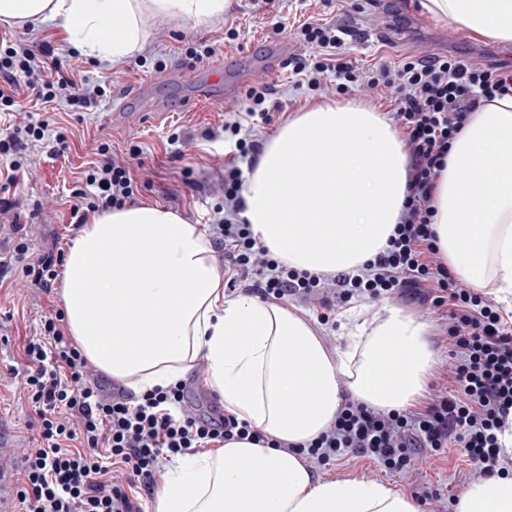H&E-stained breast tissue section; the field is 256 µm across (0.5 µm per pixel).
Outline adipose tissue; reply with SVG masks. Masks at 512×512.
Instances as JSON below:
<instances>
[{
  "label": "adipose tissue",
  "instance_id": "1",
  "mask_svg": "<svg viewBox=\"0 0 512 512\" xmlns=\"http://www.w3.org/2000/svg\"><path fill=\"white\" fill-rule=\"evenodd\" d=\"M439 24L512 42V0H418ZM225 0H0V21L50 23L85 55L117 63L141 49L145 18L216 21ZM406 158L378 112L328 103L301 112L247 172L243 218L300 270L350 272L382 252L407 195ZM449 268L512 312V94L474 113L433 193ZM200 225L151 204L89 213L60 283L67 332L87 362L141 397L205 357L225 411L275 442L250 440L173 460L153 512H419L367 479L314 480L292 448L334 423L345 401L412 406L435 364L427 326L390 304L347 310L328 355L303 317L252 295L225 296ZM455 512H512V477L465 487Z\"/></svg>",
  "mask_w": 512,
  "mask_h": 512
}]
</instances>
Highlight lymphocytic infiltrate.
<instances>
[{
	"label": "lymphocytic infiltrate",
	"mask_w": 512,
	"mask_h": 512,
	"mask_svg": "<svg viewBox=\"0 0 512 512\" xmlns=\"http://www.w3.org/2000/svg\"><path fill=\"white\" fill-rule=\"evenodd\" d=\"M296 32L314 45L313 57H296L293 72L310 90L331 73L338 89L358 82L392 90V118L406 146L407 198L386 249L363 271L328 275L297 270L270 253L241 216L240 161H254L260 144L248 137L271 120L267 88H253L240 111L224 115L225 133L235 141L224 165V205L209 220L212 241L224 260V284L251 282L264 300L316 301L319 320H329L354 296L379 298L413 293L421 303L445 310L458 356L451 386L431 397L424 410L385 412L346 402L335 422L308 448L329 464L353 451L392 470L409 465L413 451H438L455 441L468 458L471 475L483 480L512 468V313L492 299L465 288L440 261L432 227L433 192L456 135L473 112L512 93V69L484 68L456 56L408 57L397 65L359 70L348 59L337 23L307 17ZM47 45L9 42L0 46V106H22L20 88L51 103L67 95L70 106L86 110L106 94L102 85L48 80L39 56ZM101 146V159L85 175L91 192L73 213L121 209L136 200L138 182L124 161ZM27 239L0 257V271L22 264L26 275L51 288L63 258L30 259ZM23 354L29 368L24 396L38 419L39 443L25 459L16 489L18 512H141L137 480L156 485L173 458L224 442L252 437L231 414L204 415L187 400L185 384L157 388L133 399L124 387L104 396L88 382V365L64 332L62 316L44 318L39 335L28 337Z\"/></svg>",
	"instance_id": "obj_1"
}]
</instances>
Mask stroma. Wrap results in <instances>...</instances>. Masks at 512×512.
<instances>
[{"instance_id": "obj_1", "label": "stroma", "mask_w": 512, "mask_h": 512, "mask_svg": "<svg viewBox=\"0 0 512 512\" xmlns=\"http://www.w3.org/2000/svg\"><path fill=\"white\" fill-rule=\"evenodd\" d=\"M415 0H270L260 6L256 0H228L224 18L218 22L147 19L144 46L114 65H103L68 44L55 27L4 23L0 38L10 41L35 39L47 42L54 50L57 69L54 79H86L103 85L107 94L93 108L80 112L63 99L44 108L4 114L0 129H22L44 122L48 130L42 140H25L20 157L17 183L5 197L9 209H0V226L9 236L6 248L19 238H27L34 255L54 247L70 248L79 230L72 223L70 207L73 193L82 188V173L99 158L100 145L128 157L138 149L140 162L138 202L158 205L181 215L188 223H206L217 206L224 203V142L209 141L207 131H220L224 115L240 110L246 90H239L233 101L203 104L194 99L197 79L208 67L221 64L237 68L245 57L263 56L269 42L284 38L293 42L299 55H312L310 46L297 41L294 28L308 15L348 26L345 48L354 65L369 69L380 63L394 64L405 57L453 55L488 67L512 63V43H503L466 32L461 43L452 42L450 26L436 24L414 6ZM286 22L282 33H275L272 20ZM237 29L235 47L225 45L228 29ZM209 45L215 53L194 61L187 57L191 44ZM152 80L149 102L161 106L162 117L144 116L145 102L121 101V90L144 80ZM273 102L282 112L274 113L269 125L257 134L268 142L289 118L322 103L345 101L381 113L390 112L391 93L382 86L354 85L346 93L336 89L334 76H325L320 91L298 85L291 66H284L266 79ZM67 139L66 150H59L57 135ZM391 304L413 313L428 325V342L436 362L428 386L442 385L454 361L456 349L445 330V322L432 308L419 305L407 296H394ZM57 290L40 288L27 278L21 267H13L0 283V424L25 448H33L34 419L23 398L22 387L28 366L21 346L27 337L37 335L42 320L60 310ZM470 466L462 448L451 444L439 455L422 453L404 471H390L382 465L346 452L326 469L315 470L319 480L342 481L375 479L386 482L413 497L420 512H454L461 490L470 484Z\"/></svg>"}]
</instances>
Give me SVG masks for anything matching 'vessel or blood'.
Listing matches in <instances>:
<instances>
[{
  "mask_svg": "<svg viewBox=\"0 0 512 512\" xmlns=\"http://www.w3.org/2000/svg\"><path fill=\"white\" fill-rule=\"evenodd\" d=\"M294 46L291 42L281 40L274 43L260 67H246L234 75L225 74L223 68L214 67L208 70L202 83L197 87V96L201 99H214L216 94H223L225 100H232L238 90L259 75H272L277 73L282 65L293 54Z\"/></svg>",
  "mask_w": 512,
  "mask_h": 512,
  "instance_id": "obj_1",
  "label": "vessel or blood"
}]
</instances>
